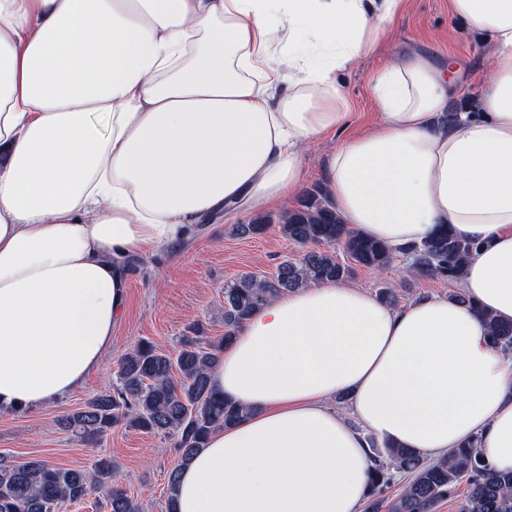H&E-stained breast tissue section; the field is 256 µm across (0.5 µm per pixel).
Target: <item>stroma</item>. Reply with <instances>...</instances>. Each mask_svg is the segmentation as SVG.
Returning <instances> with one entry per match:
<instances>
[{
	"instance_id": "1",
	"label": "stroma",
	"mask_w": 512,
	"mask_h": 512,
	"mask_svg": "<svg viewBox=\"0 0 512 512\" xmlns=\"http://www.w3.org/2000/svg\"><path fill=\"white\" fill-rule=\"evenodd\" d=\"M405 50L425 51L440 60L456 58L462 68L460 94L464 97L477 95L490 66L481 37L465 19L452 15L449 0H405L374 51L357 69L342 74L349 122L342 130L308 142L305 189L322 186L326 153L375 127L378 112L370 77ZM257 216V211L241 207L222 218L208 217L177 250L163 248L138 257L136 271L128 276L125 316L101 365L80 390L66 398L37 410L0 413V455L16 462L45 460L85 470L99 458H110L119 467V485L138 499L142 512H167L168 478L178 461L172 440L119 426L91 446L63 428L60 420L111 388L121 358L139 340L153 341L171 353L187 326L195 322L204 325L207 336H223L225 284L247 274L272 276L284 260L300 258L302 247L286 240L278 226L258 237L238 234V225ZM389 276L403 287L399 299L403 305L458 290L456 283L417 275L409 258L402 255L396 257Z\"/></svg>"
}]
</instances>
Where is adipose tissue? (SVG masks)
Returning <instances> with one entry per match:
<instances>
[{"label": "adipose tissue", "instance_id": "adipose-tissue-1", "mask_svg": "<svg viewBox=\"0 0 512 512\" xmlns=\"http://www.w3.org/2000/svg\"><path fill=\"white\" fill-rule=\"evenodd\" d=\"M403 0H0V411L80 389L112 345L127 258L206 214L302 188L310 139L345 126L337 75ZM482 34L477 110L441 118L460 67L404 51L376 72L373 130L325 162L342 221L390 247L449 228L459 287L393 307L336 283L258 307L214 389L245 406L178 470L175 512H360L373 445L439 458L478 438L512 471V0H451ZM346 398L339 412L332 403ZM485 321L490 330L492 345L504 351H512V322H500L491 316H485Z\"/></svg>", "mask_w": 512, "mask_h": 512}]
</instances>
